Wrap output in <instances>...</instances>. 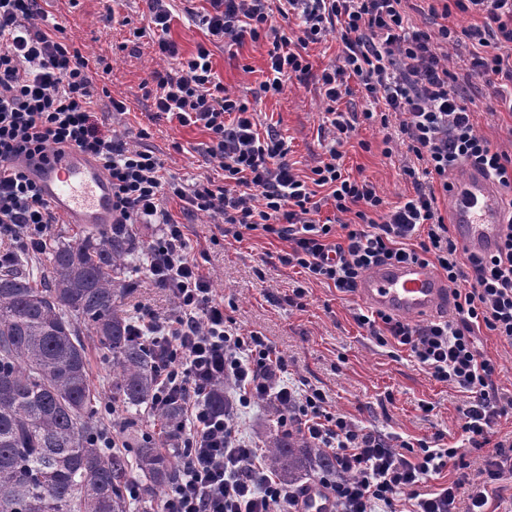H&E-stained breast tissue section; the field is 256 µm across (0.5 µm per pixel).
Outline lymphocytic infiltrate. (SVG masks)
I'll list each match as a JSON object with an SVG mask.
<instances>
[{"label": "lymphocytic infiltrate", "instance_id": "obj_1", "mask_svg": "<svg viewBox=\"0 0 512 512\" xmlns=\"http://www.w3.org/2000/svg\"><path fill=\"white\" fill-rule=\"evenodd\" d=\"M43 2L0 0V263L19 252L46 251L59 218L26 165L55 149L99 162L112 185L117 226L159 225L145 273L169 294L173 308L161 315L139 306L132 337L157 356L156 407L174 399L183 405L184 455L162 512H295L301 489L268 475L239 433L240 411L263 399L280 408L281 425L335 457V479L320 485L336 512H398L402 497L411 512H492V486L512 477V441L492 439L498 420L512 415V394L495 386L497 365L476 350L473 336L483 327L512 343V223L496 252L474 254L451 235L438 198L448 192L449 172L467 165L512 190V156L477 130L471 98L448 67L450 49L467 48V78L483 80L512 112V0H452V8L442 10L431 5L427 13L440 23L423 28L412 23L404 0H281L277 14L298 22L291 31L274 23L277 14L265 0H207V8L187 12L208 37L188 55L169 37L174 0H146L147 26L135 35L152 32L166 66L143 81L144 95L153 101L155 118L204 131L206 157L224 173L223 183H201L190 192L166 175L153 150L130 145L99 120L95 76L111 67L84 56L64 25L49 22ZM453 11L476 17V24L461 30L445 25ZM330 34L341 49L319 81L335 141L354 129L336 104L359 91L371 104L364 121L386 131L384 155L401 141L431 178L415 181L412 194L393 207H385L370 181L344 174L336 149L309 174L297 173L283 139L260 134L247 103L213 71L212 45L267 40L271 77L262 88L279 94L308 74L302 49ZM393 124L394 136L388 133ZM320 188L352 221L335 226L320 219ZM173 197L184 210L288 241L282 264L342 293L355 292L381 264L419 261L439 271L453 288L452 318L416 325L377 310L355 319L378 343L410 351L437 380L468 393L461 437L486 450L483 481L471 483L457 464L448 486L423 492L432 476L455 462L457 448L393 445L328 411L320 389L289 381L275 343L226 318L223 299L189 253L185 225L165 207ZM226 384L232 396L224 416L205 398ZM465 485L470 493L462 510L457 491Z\"/></svg>", "mask_w": 512, "mask_h": 512}]
</instances>
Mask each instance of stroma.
<instances>
[{
    "label": "stroma",
    "mask_w": 512,
    "mask_h": 512,
    "mask_svg": "<svg viewBox=\"0 0 512 512\" xmlns=\"http://www.w3.org/2000/svg\"><path fill=\"white\" fill-rule=\"evenodd\" d=\"M144 0H54L53 17L62 21L86 56L107 58L112 70L105 78L111 95L124 102L125 113L112 112L105 101L95 110L106 126L129 142H142L165 161L169 173L187 189L206 180H221L222 172L210 165L204 153L208 136L194 127L164 120L152 121L151 103L140 85L164 63L155 54L150 37L137 38L134 28L145 23ZM127 25H120V18ZM267 42L245 41L212 49L216 76L255 112L259 132L274 131L290 148L296 169L308 171L330 147H337L343 166L375 186L387 205L393 206L412 190L404 170L410 159L403 149L384 156V132L361 124L342 143H334L325 118V106L317 74L335 63L338 44L328 38L309 46L311 77L286 86L282 95L260 92L268 72ZM473 120L477 129L507 154L512 155V113L498 107L485 89L473 92ZM149 136L137 139L140 129ZM181 151H174V144ZM174 218L186 224L192 256L211 277L217 296L224 299V313L245 330H257L273 340L287 360L292 378L326 392L332 411L368 431L393 440H432L442 446H462L458 427L467 395L437 381L407 351L376 343L354 320L365 304L327 285L305 280L298 269L282 265L286 241L261 232L241 235L222 232L212 217L183 211L170 203ZM304 285L302 306L289 305L293 288ZM475 344L498 366L495 382L503 393H512V344L480 330Z\"/></svg>",
    "instance_id": "35a3bbf8"
}]
</instances>
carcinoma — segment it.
<instances>
[{"mask_svg":"<svg viewBox=\"0 0 512 512\" xmlns=\"http://www.w3.org/2000/svg\"><path fill=\"white\" fill-rule=\"evenodd\" d=\"M145 252L130 229H88L51 245L50 275L38 284L24 254L0 268V512H131L134 470L154 498L177 480L180 405L156 410L165 442L135 429L156 389L155 358L132 339L122 298ZM87 336L112 365V405L127 432L119 448L105 447L107 410L91 389ZM266 448L267 468L289 485L312 472L336 475L329 452L288 433Z\"/></svg>","mask_w":512,"mask_h":512,"instance_id":"carcinoma-1","label":"carcinoma"}]
</instances>
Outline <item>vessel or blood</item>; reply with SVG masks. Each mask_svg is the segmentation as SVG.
Here are the masks:
<instances>
[{
    "label": "vessel or blood",
    "mask_w": 512,
    "mask_h": 512,
    "mask_svg": "<svg viewBox=\"0 0 512 512\" xmlns=\"http://www.w3.org/2000/svg\"><path fill=\"white\" fill-rule=\"evenodd\" d=\"M43 197L69 224L97 231L112 223V189L90 157L75 151L51 153L28 170ZM450 217L459 238L473 252L495 250L503 219L500 186L473 168L448 182ZM358 294L370 307L396 316L422 319L448 304V284L419 263L374 267L362 279Z\"/></svg>",
    "instance_id": "obj_1"
}]
</instances>
